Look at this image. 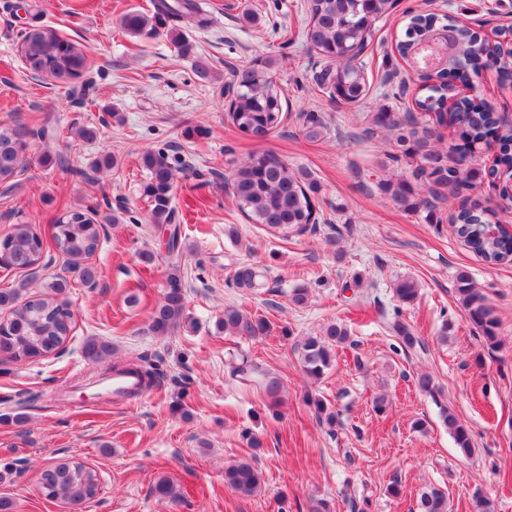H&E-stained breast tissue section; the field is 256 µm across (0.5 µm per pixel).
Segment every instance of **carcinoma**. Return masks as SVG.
<instances>
[{
    "instance_id": "carcinoma-1",
    "label": "carcinoma",
    "mask_w": 512,
    "mask_h": 512,
    "mask_svg": "<svg viewBox=\"0 0 512 512\" xmlns=\"http://www.w3.org/2000/svg\"><path fill=\"white\" fill-rule=\"evenodd\" d=\"M392 0H309V23L306 39L314 54L323 63L315 77L317 86L329 97L346 103H359L366 95L367 86L358 63L359 53L371 39L375 23L392 8ZM189 19L200 28L208 18L198 0H153L149 14L130 12L122 17L124 29L144 39L166 36L182 52L191 51V45L182 31ZM447 33V73L433 78L418 73L422 95L415 99L420 110L434 114L436 122L454 128L455 147L468 153L476 146L495 139L499 152L494 169L512 170V126L499 124L494 113L470 100L458 103V111H445L448 97L446 78L465 83L469 74L487 65H495L512 75V50L504 49L481 38L477 31L459 27L450 15L439 17L433 13L413 11L408 14L404 38L397 43L401 57L432 33ZM18 52L26 69L36 76L46 75L87 97L96 91L93 66L86 49L58 34L51 26L31 19L18 34ZM268 60L257 61L236 70L233 74L234 95L229 102L228 117L243 131L246 128L266 135L283 120L281 92ZM371 125L392 132L395 146L401 155L416 159L411 174L395 184L387 185L392 198L410 212L426 210L425 220L442 223L435 202L456 196L460 189H471L482 176L473 169H461L450 164V154L430 148L433 129L421 126L412 112L397 114L383 110L371 116ZM43 142L51 139L47 125L37 128L14 126L0 128V182L22 174L27 169V149L30 140ZM146 179L141 194L150 203V222L171 225L175 220L172 198L181 165L166 148L152 149L142 156ZM225 181L239 207L255 224L269 233L288 238L300 235L316 223L311 193L316 185L309 172L289 167L275 151L252 155L235 166ZM96 209L67 210L56 218L51 241L44 240L30 224H15L0 238V251L5 263L0 268L20 270L35 275L52 261V251L70 258L78 279L84 284L95 280L96 271L81 261L98 249L103 221L95 218ZM454 232L477 256L485 262L498 265L512 261V231L491 220L488 210L476 202L463 200L451 217ZM169 262L167 287L163 301L151 312L149 329L157 336H166L184 319L185 293L180 273L179 256L184 244L179 227L170 229L168 240ZM261 274L250 264L234 268L230 283L241 290L260 286ZM69 282L60 276L43 284L44 291L35 296L22 297V289H0V307L11 309V318L0 326V350L9 353L15 361L60 353L72 331L73 313L70 302L61 298ZM399 302L410 304L418 296L417 283L409 278L400 280L395 288ZM455 293L471 324L480 332L490 349L499 343V317L486 295L476 288L465 271L456 277ZM217 327L229 336L250 339L265 336L271 323L261 315L245 313L236 307L224 308ZM392 330L403 346L412 348L418 342L411 328L396 321ZM350 342V332L342 323L327 325L322 335L308 336L299 343L302 369L312 379H320L331 368L336 348ZM109 354V344L90 339L84 346V355L97 362ZM111 371L129 372L139 377L144 389L154 386L161 375L159 365L147 358L115 364ZM228 377L262 395L275 408L281 401L282 381L278 374L256 359L243 354L229 366ZM318 420L334 432L337 413L331 411L319 397H309ZM443 422L448 427L458 452L463 456L474 453V442L468 427L444 408ZM262 482V474L251 460L241 459L224 468V484L243 494L254 493ZM40 488L48 500H63L72 505L84 504L99 493L97 472L80 462H61L44 470ZM415 512H450L448 494L434 486L422 488L417 495Z\"/></svg>"
}]
</instances>
